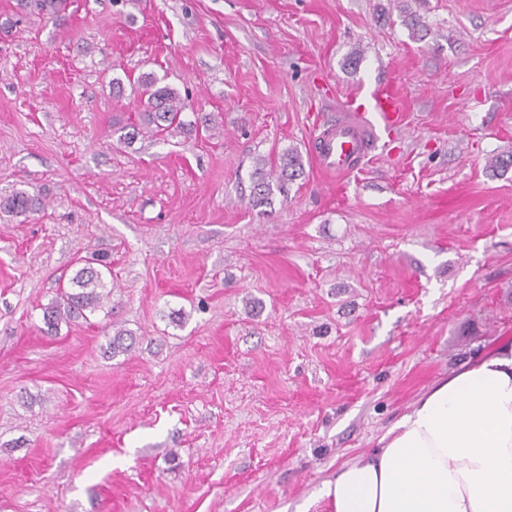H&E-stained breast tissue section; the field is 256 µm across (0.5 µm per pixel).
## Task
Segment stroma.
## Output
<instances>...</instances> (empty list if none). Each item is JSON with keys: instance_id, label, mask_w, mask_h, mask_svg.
Returning <instances> with one entry per match:
<instances>
[{"instance_id": "stroma-1", "label": "stroma", "mask_w": 512, "mask_h": 512, "mask_svg": "<svg viewBox=\"0 0 512 512\" xmlns=\"http://www.w3.org/2000/svg\"><path fill=\"white\" fill-rule=\"evenodd\" d=\"M146 74L210 130L119 142ZM379 87L396 138L326 178L314 134ZM289 147L304 175L252 207ZM510 154L512 0H0V197L42 201L0 214V512H327L341 465L512 336V169L485 170ZM98 256L108 302L43 334ZM41 201L26 190L18 189L7 197L0 198V212L11 216H23L37 211Z\"/></svg>"}]
</instances>
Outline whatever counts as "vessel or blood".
I'll use <instances>...</instances> for the list:
<instances>
[{
  "mask_svg": "<svg viewBox=\"0 0 512 512\" xmlns=\"http://www.w3.org/2000/svg\"><path fill=\"white\" fill-rule=\"evenodd\" d=\"M401 102L390 90L378 88L365 102L348 99L327 128L313 141L311 153L327 174L346 178L370 159L382 140L391 138L401 123Z\"/></svg>",
  "mask_w": 512,
  "mask_h": 512,
  "instance_id": "1",
  "label": "vessel or blood"
}]
</instances>
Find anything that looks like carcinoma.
Here are the masks:
<instances>
[{"label":"carcinoma","mask_w":512,"mask_h":512,"mask_svg":"<svg viewBox=\"0 0 512 512\" xmlns=\"http://www.w3.org/2000/svg\"><path fill=\"white\" fill-rule=\"evenodd\" d=\"M139 83L148 90L147 105L139 113L138 122L131 125V130L119 136L123 141H129L143 134L161 135L184 133L199 126L209 125L210 119L203 116L195 121H185L183 112L187 103L177 90L168 84L159 85V79L147 75L141 77ZM266 161L260 158L256 161L252 191L253 206L271 204L273 188H283L285 184L303 175L301 154L295 148H288L280 155L279 165L265 170ZM41 201L27 191L18 189L7 197L0 198V212L11 216H25L40 208ZM91 262H86L70 279L69 289L62 291L59 296L42 307V331L48 336L58 333L61 322H70L80 317H86V312H94L102 307L109 299L111 291L107 289L105 272ZM135 344L134 336L124 329H116L105 347V352L112 356L124 354Z\"/></svg>","instance_id":"cac0c4a2"}]
</instances>
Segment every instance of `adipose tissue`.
<instances>
[{"instance_id":"adipose-tissue-1","label":"adipose tissue","mask_w":512,"mask_h":512,"mask_svg":"<svg viewBox=\"0 0 512 512\" xmlns=\"http://www.w3.org/2000/svg\"><path fill=\"white\" fill-rule=\"evenodd\" d=\"M318 497L329 512H512V336L434 382Z\"/></svg>"}]
</instances>
